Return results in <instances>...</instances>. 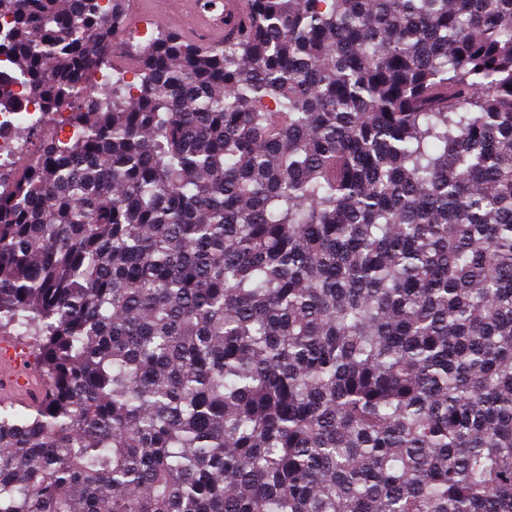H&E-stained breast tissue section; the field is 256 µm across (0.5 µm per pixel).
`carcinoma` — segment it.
Wrapping results in <instances>:
<instances>
[{
  "mask_svg": "<svg viewBox=\"0 0 512 512\" xmlns=\"http://www.w3.org/2000/svg\"><path fill=\"white\" fill-rule=\"evenodd\" d=\"M242 2L0 0V512H512V0ZM165 3L170 8L164 12L163 22L175 18L185 33L213 45L223 44L226 36L235 33L224 23V18L242 12V3L233 0H167ZM12 89L18 97L23 99V105L27 112L0 113V176L8 174L13 169L18 159L19 146L10 132L19 122L33 126L37 125L43 113L34 112L38 110L39 100L35 98L33 91L21 83L20 80L12 86ZM20 136L22 139L21 156L16 167H21L27 158L33 154L36 145V135L33 136L32 132L28 134L27 131H25L22 132ZM44 385L29 348L10 336H0V397L20 400L39 397Z\"/></svg>",
  "mask_w": 512,
  "mask_h": 512,
  "instance_id": "1",
  "label": "carcinoma"
}]
</instances>
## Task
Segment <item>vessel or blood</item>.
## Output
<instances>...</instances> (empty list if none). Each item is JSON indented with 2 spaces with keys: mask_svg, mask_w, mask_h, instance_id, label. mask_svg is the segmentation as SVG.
<instances>
[{
  "mask_svg": "<svg viewBox=\"0 0 512 512\" xmlns=\"http://www.w3.org/2000/svg\"><path fill=\"white\" fill-rule=\"evenodd\" d=\"M165 19H176L181 29L198 40L219 45L233 29L228 16L242 12L240 0H167ZM44 388L27 346L12 337L0 336V397L20 400L39 396Z\"/></svg>",
  "mask_w": 512,
  "mask_h": 512,
  "instance_id": "obj_1",
  "label": "vessel or blood"
}]
</instances>
